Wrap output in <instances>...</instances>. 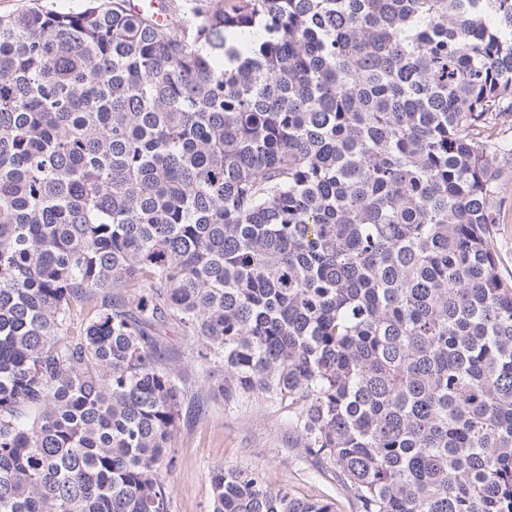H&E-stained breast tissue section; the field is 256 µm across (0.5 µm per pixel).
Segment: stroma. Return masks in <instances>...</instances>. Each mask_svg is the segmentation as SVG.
<instances>
[{
	"label": "stroma",
	"mask_w": 512,
	"mask_h": 512,
	"mask_svg": "<svg viewBox=\"0 0 512 512\" xmlns=\"http://www.w3.org/2000/svg\"><path fill=\"white\" fill-rule=\"evenodd\" d=\"M172 455L171 512H208L207 474L218 466L261 471L270 486L285 484L298 497L328 499L336 512H354L333 472L290 463L285 418L250 403L232 407L219 399L201 414L183 413Z\"/></svg>",
	"instance_id": "stroma-1"
}]
</instances>
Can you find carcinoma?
I'll list each match as a JSON object with an SVG mask.
<instances>
[{"label": "carcinoma", "mask_w": 512, "mask_h": 512, "mask_svg": "<svg viewBox=\"0 0 512 512\" xmlns=\"http://www.w3.org/2000/svg\"><path fill=\"white\" fill-rule=\"evenodd\" d=\"M166 8L0 15V512H170L211 398L276 408L356 512H512V0ZM505 168V178L511 185V192L507 194L501 224H495L493 227L492 244L498 257L501 276L512 282V168L510 169V165ZM161 340L169 348L171 361L176 365H180L191 375L193 365L188 358L189 338L182 335L180 328L172 326L166 335L161 336Z\"/></svg>", "instance_id": "obj_1"}]
</instances>
